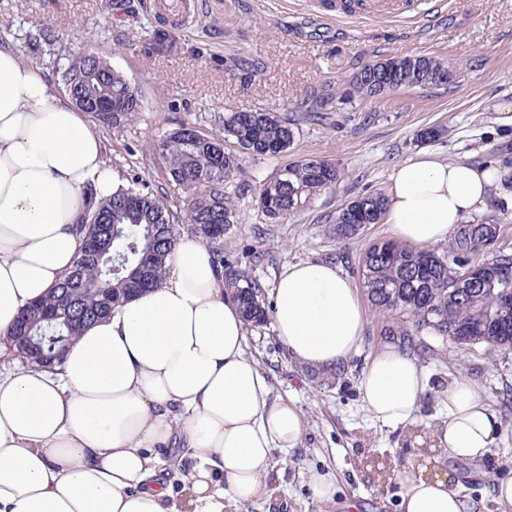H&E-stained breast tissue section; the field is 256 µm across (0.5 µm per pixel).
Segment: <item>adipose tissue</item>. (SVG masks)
<instances>
[{"mask_svg": "<svg viewBox=\"0 0 512 512\" xmlns=\"http://www.w3.org/2000/svg\"><path fill=\"white\" fill-rule=\"evenodd\" d=\"M506 174L418 153L391 174L384 222L400 243H447ZM114 186L81 109L1 49L0 338L71 270L76 225ZM165 269L160 286L83 329L53 368L0 372V512H226L270 497L273 454L302 446V414L247 354V324L209 248L181 236ZM272 319L289 353L314 369L348 360L364 326L354 286L319 261L283 269ZM426 389L418 360L395 345L360 381L373 418L391 427L414 421ZM436 401L446 413L437 443L450 457L476 462L497 446L499 417L472 383L449 380ZM174 444L195 463L166 480L162 455ZM400 480L402 512H469L448 479Z\"/></svg>", "mask_w": 512, "mask_h": 512, "instance_id": "adipose-tissue-1", "label": "adipose tissue"}]
</instances>
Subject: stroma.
I'll use <instances>...</instances> for the list:
<instances>
[{
  "instance_id": "obj_1",
  "label": "stroma",
  "mask_w": 512,
  "mask_h": 512,
  "mask_svg": "<svg viewBox=\"0 0 512 512\" xmlns=\"http://www.w3.org/2000/svg\"><path fill=\"white\" fill-rule=\"evenodd\" d=\"M429 0H414L402 17L334 18L320 0H0V47L19 51L41 68L58 98L62 72L87 54L106 56L129 80L145 109L121 133L100 130L105 159L120 181L138 177L145 190L173 209L187 196L167 178L151 145L165 130L189 121L205 134L222 129L229 111L257 108L280 114L312 108L326 96L337 106L328 123L301 122L288 152L243 160L227 192L239 214L224 250L272 292L291 263L325 261L357 281L369 243L389 237L387 224L370 225L347 244L330 234L337 211L356 196L388 192L393 168L421 148L441 157L512 168V0H447L427 19ZM394 55L439 57L461 69L448 89H402L379 99L346 93L360 67ZM443 133L421 144L420 131ZM300 158L335 162L343 179L288 221L273 223L258 210L262 183ZM358 351L338 377L296 361L272 324L247 332L246 352L267 374L274 394L295 400L305 422L302 448L274 454L271 499L239 504L236 512H401L395 471L447 475L471 512H512L496 501L494 481L512 472V353H466L440 348L421 359L428 392L412 424L374 420L359 391L371 355L389 344L382 319L364 310ZM468 378L499 414L497 448L478 463L452 459L428 446L446 414L435 392L448 380ZM332 474L336 494L321 503L308 485L309 470Z\"/></svg>"
}]
</instances>
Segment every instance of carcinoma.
<instances>
[{"label": "carcinoma", "mask_w": 512, "mask_h": 512, "mask_svg": "<svg viewBox=\"0 0 512 512\" xmlns=\"http://www.w3.org/2000/svg\"><path fill=\"white\" fill-rule=\"evenodd\" d=\"M448 67L435 57L395 55L377 60L350 79V94L378 98L401 89H420L426 78ZM65 90L76 106L112 133L121 132L144 109L143 101L111 62L97 54L73 61L63 72ZM295 123L256 109L224 117L222 133L204 135L190 123L166 132L153 151L167 163L168 180L188 194L183 212L140 188L136 179L118 185L112 196L90 209L77 226L84 247L73 268L42 301L26 308L6 340V352L23 363L51 368L80 331L112 314L136 293L162 284L165 260L183 234L205 242L224 294L251 325L265 322V294L258 280L224 253V234L237 223L226 185L241 170L242 155L280 157L294 142ZM235 145L229 149L227 144ZM342 178L338 165L324 159L292 162L262 184L257 204L277 222L305 209ZM387 198L380 192L357 197L333 220L331 235L350 240L381 221ZM502 225H458L448 249H418L389 239L370 242L358 267L368 302L386 322V331L403 336H436L460 349L512 348V303L501 298L503 269L512 270V251L498 247ZM495 248L493 264L468 275L461 257Z\"/></svg>", "instance_id": "carcinoma-1"}]
</instances>
